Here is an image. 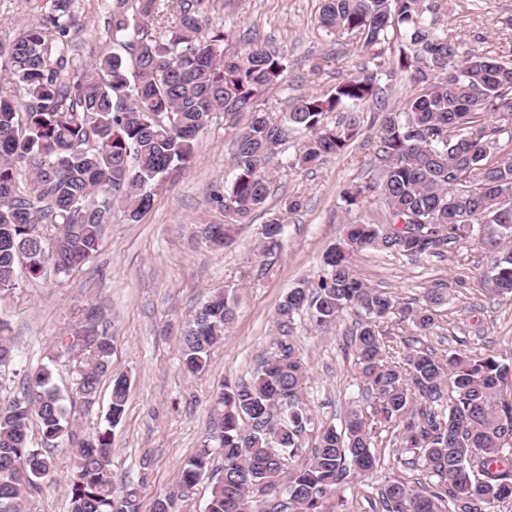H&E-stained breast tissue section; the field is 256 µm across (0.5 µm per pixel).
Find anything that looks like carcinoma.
Instances as JSON below:
<instances>
[{
	"label": "carcinoma",
	"mask_w": 512,
	"mask_h": 512,
	"mask_svg": "<svg viewBox=\"0 0 512 512\" xmlns=\"http://www.w3.org/2000/svg\"><path fill=\"white\" fill-rule=\"evenodd\" d=\"M74 0H51L49 11L23 26L0 56V294L16 288L20 271L50 265L67 275L96 254L115 211L137 222L154 204L168 176L193 157L198 135L222 112L236 122L249 113L237 137L233 173L210 203L246 224L265 208L273 173L307 168L351 148L362 132L363 112L379 110L380 175L344 190L347 210L377 197L381 223L347 225L343 242L323 256V273L282 297L274 315L273 352L248 380L226 381L213 398L216 420L195 453L179 468L176 486L194 488L223 465L205 512H324L342 486L378 472L385 459L378 435L390 434L429 483L412 487L396 478L379 485L382 512H508L512 508V363L494 354L460 351L443 359L429 348L404 343L391 349L385 324L393 317L424 335L436 326L442 299L430 288L402 302L357 277L351 253L376 249L412 261L445 258L448 247L478 236L495 254L485 281L493 295L512 299V157L499 155L512 139V41L495 56L465 52L438 33L435 9L425 0H322L320 27L362 40L375 69L365 66L328 96L304 95L272 117L253 111L263 90L284 80L287 65L268 44L249 43L224 54V27L204 17L200 0H103L111 21L112 49L81 62L69 37ZM397 45L387 61L381 46ZM411 93L388 109L380 75L401 74ZM342 113L331 123L328 115ZM300 136L284 154L280 133ZM397 224L419 235L405 239ZM282 220L265 225L268 254L283 234ZM230 224H205L200 235L223 247ZM237 296L224 291L205 300L186 322L181 362L189 376L204 372L211 351L235 319ZM348 309L363 312L347 347L370 396L354 407L345 427L320 429L311 455L279 489L285 460L301 454L314 425L304 398L309 368L296 339L303 310L319 329ZM87 324L66 337L65 350L82 352L78 394H97L112 355V336ZM13 338L0 320V369L12 364ZM107 427L72 442L70 512H139L138 491L121 490L110 469L112 428L125 413L130 379L111 380ZM37 419L40 445L28 438ZM72 438L52 371L40 367L8 403L0 404V512H23L30 491L50 480L53 449Z\"/></svg>",
	"instance_id": "carcinoma-1"
}]
</instances>
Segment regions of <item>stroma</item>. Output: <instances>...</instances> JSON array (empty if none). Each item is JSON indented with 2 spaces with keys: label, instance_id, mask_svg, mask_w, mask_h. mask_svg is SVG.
Returning <instances> with one entry per match:
<instances>
[{
  "label": "stroma",
  "instance_id": "stroma-1",
  "mask_svg": "<svg viewBox=\"0 0 512 512\" xmlns=\"http://www.w3.org/2000/svg\"><path fill=\"white\" fill-rule=\"evenodd\" d=\"M437 2L439 32L452 36L462 49L485 53L512 39V0ZM49 5L50 0H0V43L8 44ZM320 6V0H202L206 15L229 33L226 54L257 41L273 45L286 59L285 80L257 97L258 110L278 114L294 98L331 94L346 74L367 62L355 37L329 35L319 27ZM76 11L70 38L76 57L87 61L102 50L110 15L102 0H76ZM316 61L321 64L317 71L312 68ZM238 132V126L216 114L199 135L191 162L169 178L139 222L114 215L99 252L82 268L68 276L50 269L34 278L21 273L17 287L0 297V318L10 323L16 348L13 367L0 372L1 401L17 394L28 372L50 365L72 429L84 437L106 424L112 376H129L126 413L112 432L110 461L119 484L143 486L139 512H152L157 497L175 492L181 463L208 433L216 385L249 377L257 359L271 352L275 308L288 289L317 278L323 253L342 240L347 224L385 213L381 199H368L349 212L340 198L344 187L375 172L380 128L368 112L352 149L307 169L274 173L275 191L265 210L251 223L234 225L230 245L212 250L197 228L225 220L223 211L210 205L209 195L232 175ZM295 197L302 199V208L285 213L286 199ZM278 213L285 216L286 231L277 257L270 260L263 254V227ZM492 261L474 241L464 240L442 260L414 262L363 251L355 254L354 269L369 286L403 301L442 288L436 325L422 339L437 354L506 355L512 353V302L493 296L481 280ZM225 289L238 297L235 320L213 348L207 371L186 377L181 327L210 295ZM93 306L103 313L113 350L108 373L87 403L74 391L72 362L61 353L60 341ZM358 319L350 309L325 331L307 320L298 322L297 339L310 364L308 400L316 425H342L347 410L364 403V385L343 342L346 329ZM378 450L385 469L338 489L326 502L329 512H379L377 487L384 478L423 479L422 471L399 463V446L382 442ZM54 455V479L29 498L28 512H68L70 456L63 445Z\"/></svg>",
  "mask_w": 512,
  "mask_h": 512
}]
</instances>
